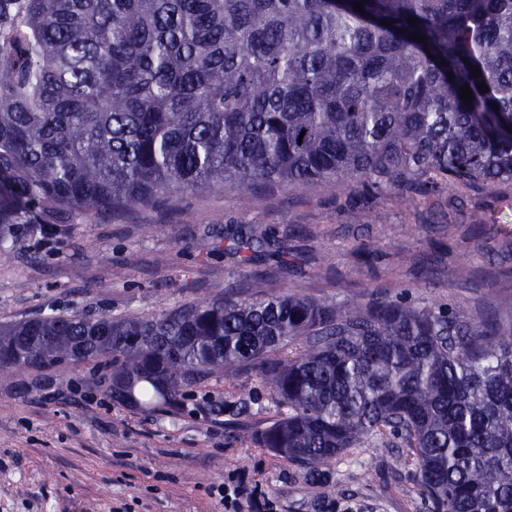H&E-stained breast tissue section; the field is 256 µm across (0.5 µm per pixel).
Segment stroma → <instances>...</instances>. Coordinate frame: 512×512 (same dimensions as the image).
I'll use <instances>...</instances> for the list:
<instances>
[{"instance_id":"1","label":"stroma","mask_w":512,"mask_h":512,"mask_svg":"<svg viewBox=\"0 0 512 512\" xmlns=\"http://www.w3.org/2000/svg\"><path fill=\"white\" fill-rule=\"evenodd\" d=\"M361 187L318 185L175 193L123 212L30 207L0 263V324L36 317H150L223 297L228 288L331 301L375 297L492 311L512 322V183L455 187L424 199L381 197L383 224H352ZM495 214L496 224L480 223ZM247 224L285 239L283 259L241 264L224 237ZM210 248L199 252L201 239ZM468 268L469 278L458 276ZM103 362L0 374V512H224L217 485H240L255 512H426L414 469L378 445L321 476L249 440L277 409L258 377L216 376L173 411L113 401ZM227 410H220V403Z\"/></svg>"}]
</instances>
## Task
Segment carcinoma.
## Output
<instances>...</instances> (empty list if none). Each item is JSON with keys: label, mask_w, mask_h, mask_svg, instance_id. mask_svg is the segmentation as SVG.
<instances>
[{"label": "carcinoma", "mask_w": 512, "mask_h": 512, "mask_svg": "<svg viewBox=\"0 0 512 512\" xmlns=\"http://www.w3.org/2000/svg\"><path fill=\"white\" fill-rule=\"evenodd\" d=\"M350 181L352 224L384 223L387 192L512 181V0H0V225L31 206ZM231 240L245 264L287 252ZM110 358L112 399L138 408L254 371L279 413L245 433L283 461L318 475L401 448L428 512H512V324L231 291L0 327L1 374Z\"/></svg>", "instance_id": "1"}]
</instances>
